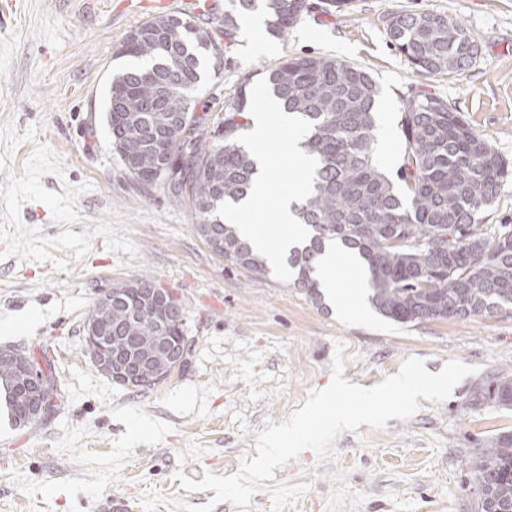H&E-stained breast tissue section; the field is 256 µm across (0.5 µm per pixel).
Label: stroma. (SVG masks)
<instances>
[{
  "label": "stroma",
  "instance_id": "stroma-1",
  "mask_svg": "<svg viewBox=\"0 0 512 512\" xmlns=\"http://www.w3.org/2000/svg\"><path fill=\"white\" fill-rule=\"evenodd\" d=\"M309 2L284 37L241 26L224 40L201 103L223 110L262 70L324 55L376 80L389 177L404 162L400 103L418 91L448 102L512 165V0H352L330 15ZM424 10L463 24L479 48L471 67L422 73L393 47L388 17ZM160 14L159 0H0V326L39 316L22 333L0 330V348L48 357L62 388L55 413L28 427L0 411V512H96L108 497L131 512L206 504L212 491L181 489L176 471L228 476L256 457L257 433L329 384L339 341L345 379L367 388L409 357L432 373L450 359L476 371L408 420L361 425L326 455L306 450L275 469L274 483L307 486L282 512H476L468 451L512 431V406L471 399L512 375V308L399 324L373 308L366 276L340 275L349 314L216 258L188 204L125 172L104 122L109 80L129 64L117 48ZM144 275L180 298L190 347L183 369L135 390L94 368L82 321L104 291ZM193 441L203 454L179 462Z\"/></svg>",
  "mask_w": 512,
  "mask_h": 512
}]
</instances>
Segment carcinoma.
<instances>
[{"label":"carcinoma","instance_id":"obj_1","mask_svg":"<svg viewBox=\"0 0 512 512\" xmlns=\"http://www.w3.org/2000/svg\"><path fill=\"white\" fill-rule=\"evenodd\" d=\"M224 29L232 38L237 19L259 9L268 31L285 36L307 10L306 0H227ZM387 35L407 60L425 73L463 71L478 46L456 19L429 11L400 12ZM134 63L113 77L104 120L112 149L129 176L144 185L162 183L170 197L189 203L194 230L225 262L255 274L270 273L267 260L222 222L218 207L241 199L251 187L255 162L235 141L241 135L250 94L241 89L222 120L201 126L206 109L194 96L203 59L223 67L216 32L170 15L130 31L116 51ZM271 94L288 111L312 122L304 147L318 161L312 194L296 207L311 230L309 243L286 258L292 286L321 305L318 263L324 243L336 241L358 256L368 275L369 300L383 317L405 324L429 319L483 317L489 308L512 306V234L480 229L498 198L508 164L447 102L418 92L402 100L404 163L395 185L375 158L379 87L364 68L324 56L287 58L267 71ZM448 235V248L427 241ZM148 276L129 281L112 297L111 336L150 340L163 332L187 339L185 314L144 309L140 289ZM45 401L55 411L58 381L48 374ZM0 387L13 424L21 415L13 365L0 360ZM488 397L512 405V379L496 377ZM478 512H512V432L469 449Z\"/></svg>","mask_w":512,"mask_h":512}]
</instances>
